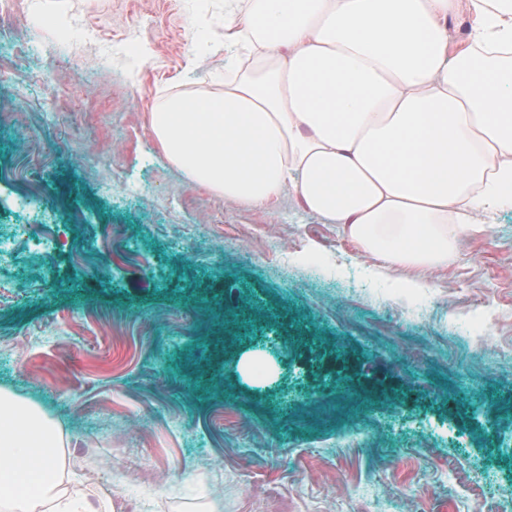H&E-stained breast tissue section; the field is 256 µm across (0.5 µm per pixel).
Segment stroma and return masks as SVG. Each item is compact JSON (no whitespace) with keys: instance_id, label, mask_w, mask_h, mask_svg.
<instances>
[{"instance_id":"obj_1","label":"stroma","mask_w":512,"mask_h":512,"mask_svg":"<svg viewBox=\"0 0 512 512\" xmlns=\"http://www.w3.org/2000/svg\"><path fill=\"white\" fill-rule=\"evenodd\" d=\"M58 2L80 26L28 7L0 37V387L63 423L79 479L112 512L512 498V212L369 279L339 225L225 202L155 143L162 92L224 89V0Z\"/></svg>"}]
</instances>
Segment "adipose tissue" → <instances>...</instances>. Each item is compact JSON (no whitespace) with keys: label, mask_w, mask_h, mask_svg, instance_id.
<instances>
[{"label":"adipose tissue","mask_w":512,"mask_h":512,"mask_svg":"<svg viewBox=\"0 0 512 512\" xmlns=\"http://www.w3.org/2000/svg\"><path fill=\"white\" fill-rule=\"evenodd\" d=\"M239 13L223 92L150 112L189 181L253 208L292 194L385 269L447 267L463 231L512 211V0H225ZM65 446L0 388V512H106L70 486ZM471 25V17L467 11V8L464 7L461 8V11L458 15H456L448 22V30L449 33L452 34L453 42L451 43L454 48H460L465 44L471 29Z\"/></svg>","instance_id":"ef3b65f1"}]
</instances>
